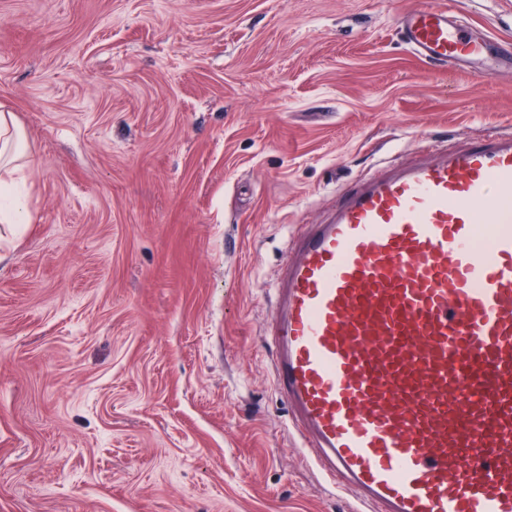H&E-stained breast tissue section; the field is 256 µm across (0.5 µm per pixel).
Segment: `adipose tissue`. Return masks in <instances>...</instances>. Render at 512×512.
<instances>
[{"instance_id":"ef3b65f1","label":"adipose tissue","mask_w":512,"mask_h":512,"mask_svg":"<svg viewBox=\"0 0 512 512\" xmlns=\"http://www.w3.org/2000/svg\"><path fill=\"white\" fill-rule=\"evenodd\" d=\"M36 164L29 137L14 112L0 108V224H28L32 217L25 197L18 192Z\"/></svg>"}]
</instances>
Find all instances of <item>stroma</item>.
<instances>
[{
	"mask_svg": "<svg viewBox=\"0 0 512 512\" xmlns=\"http://www.w3.org/2000/svg\"><path fill=\"white\" fill-rule=\"evenodd\" d=\"M423 0H0L32 224H0V512H353L269 336L294 240L392 163L512 134ZM512 42V0H454ZM453 2L427 1L401 17L408 48L421 60L438 67L473 68L488 78L496 39L476 32L454 10Z\"/></svg>",
	"mask_w": 512,
	"mask_h": 512,
	"instance_id": "obj_1",
	"label": "stroma"
}]
</instances>
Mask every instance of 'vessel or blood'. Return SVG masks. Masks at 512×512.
Masks as SVG:
<instances>
[{
  "mask_svg": "<svg viewBox=\"0 0 512 512\" xmlns=\"http://www.w3.org/2000/svg\"><path fill=\"white\" fill-rule=\"evenodd\" d=\"M401 24L425 62L512 70L448 0ZM295 252L276 379L316 464L374 512H512V135L365 180Z\"/></svg>",
  "mask_w": 512,
  "mask_h": 512,
  "instance_id": "b4317fda",
  "label": "vessel or blood"
}]
</instances>
